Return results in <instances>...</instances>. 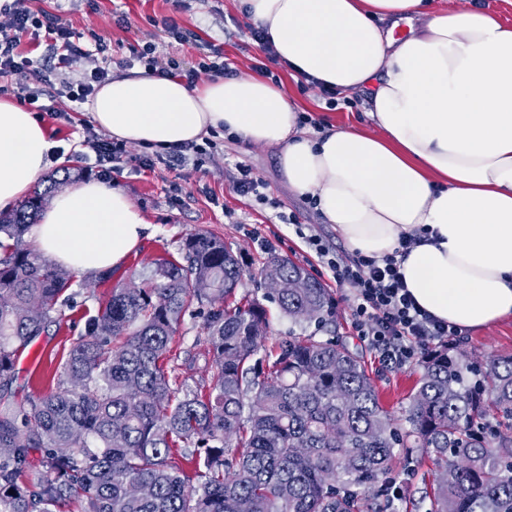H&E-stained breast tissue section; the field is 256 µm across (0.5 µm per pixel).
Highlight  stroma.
<instances>
[{"label":"stroma","instance_id":"1","mask_svg":"<svg viewBox=\"0 0 512 512\" xmlns=\"http://www.w3.org/2000/svg\"><path fill=\"white\" fill-rule=\"evenodd\" d=\"M34 5L57 15L77 32L85 34L92 30L104 38L112 59L109 70L114 75L123 72L122 62L130 58L133 49L148 42L155 45L161 60H176L184 70L196 67L212 49L222 50L238 74L252 72L262 56L260 49L236 27L243 18L240 0H35ZM168 20L191 31V38L185 42L169 38L164 31ZM270 69L287 85L302 111L319 125L368 127L366 90L350 92L354 107L331 111L318 88L301 86L278 63H271ZM30 110L44 125L53 144L47 175L60 179L65 170L78 169L83 179H97L93 170L95 155L84 149L82 142L87 136L100 134L101 129L92 121L85 105L52 93L40 96ZM239 162L249 165L268 184L271 196L286 211L295 213L302 223L315 225L337 250H345L334 225L325 223L321 214L309 207L306 198L295 194L278 166L274 150L265 145L243 141L220 143L214 157L200 168L188 164L169 169L159 164L151 171L126 169L114 177L113 183L128 194L146 218L148 235L120 267L111 270L106 282L75 275L72 307L65 309L60 324L50 325L31 344L38 352L35 366L15 368L13 390L17 398L36 389L53 388L60 363L83 335L87 319L106 302L111 290L137 283L139 275L155 259H181V244L191 234L204 232L222 239L239 251L253 270L262 265L268 254L286 257L304 267L326 288H334V280L296 235L294 226L281 223L275 209L257 205L233 191L230 175ZM255 227L271 241L270 251L253 246L248 232ZM334 319L337 336L364 360L382 406L394 417H401L420 377L419 365L398 372L387 371L355 336L346 306H338ZM457 342L460 350L478 362L490 355H512V318L466 331ZM429 466L425 449H397L393 473L407 475L408 480L399 500L391 502L386 496L377 495L380 512H417L418 502L430 487Z\"/></svg>","mask_w":512,"mask_h":512}]
</instances>
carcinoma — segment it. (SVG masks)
Returning <instances> with one entry per match:
<instances>
[{
    "label": "carcinoma",
    "instance_id": "obj_1",
    "mask_svg": "<svg viewBox=\"0 0 512 512\" xmlns=\"http://www.w3.org/2000/svg\"><path fill=\"white\" fill-rule=\"evenodd\" d=\"M49 192L0 212V512H367L396 448L430 454L428 512H512V357L434 350L404 431L336 337L268 346L265 307L237 298L243 261L205 233L185 240L184 262L159 258L141 287L111 290L54 388L10 401L16 353L71 303L74 275L25 241ZM300 275L310 287L273 301L295 324L332 325L333 294L303 267L271 254L256 273ZM194 304L213 373L174 388L172 340Z\"/></svg>",
    "mask_w": 512,
    "mask_h": 512
}]
</instances>
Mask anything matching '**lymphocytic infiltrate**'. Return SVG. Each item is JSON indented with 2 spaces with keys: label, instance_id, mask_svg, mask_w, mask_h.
<instances>
[{
  "label": "lymphocytic infiltrate",
  "instance_id": "lymphocytic-infiltrate-1",
  "mask_svg": "<svg viewBox=\"0 0 512 512\" xmlns=\"http://www.w3.org/2000/svg\"><path fill=\"white\" fill-rule=\"evenodd\" d=\"M47 36L50 62L42 69H35L32 58L21 49L26 36ZM107 45L102 38H95L93 46L81 44L74 31L62 24L58 17L44 11L32 10L28 0H12L9 7L0 11V77H20L37 71L41 84H52L55 63L73 64L92 53H105ZM133 60L144 66L146 73L168 77L184 74L188 82H195L200 74H230L231 67L220 52L203 59L198 66L181 70L175 61H160L153 45H146L134 54ZM85 147L96 155L97 173L102 177L123 174L126 167L138 164L151 167L161 163L167 167L193 162L202 166L211 151L191 143L175 147L156 156L143 155L132 158L124 144L103 138L84 139ZM281 223L295 227L310 251L314 252L330 272L337 288L349 290L348 308L351 326L359 339L377 355L381 364L398 371L420 362L432 348L460 336L459 328L441 321L420 308L404 284V276L396 256L382 258L355 255L345 258L315 231L307 229L298 217L284 214Z\"/></svg>",
  "mask_w": 512,
  "mask_h": 512
}]
</instances>
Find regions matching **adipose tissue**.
<instances>
[{
	"instance_id": "adipose-tissue-1",
	"label": "adipose tissue",
	"mask_w": 512,
	"mask_h": 512,
	"mask_svg": "<svg viewBox=\"0 0 512 512\" xmlns=\"http://www.w3.org/2000/svg\"><path fill=\"white\" fill-rule=\"evenodd\" d=\"M292 76L370 90L371 129L310 130L283 84L253 74L194 86L141 70L87 104L113 138L157 148L226 130L274 148L289 186L313 197L352 251L402 258L407 290L432 316L474 330L512 316V27L433 0H243ZM391 28H384V21ZM409 21L407 36L393 27ZM52 148L41 123L0 100V211L25 196ZM148 224L125 191L83 181L34 229L37 251L80 272L118 267Z\"/></svg>"
}]
</instances>
